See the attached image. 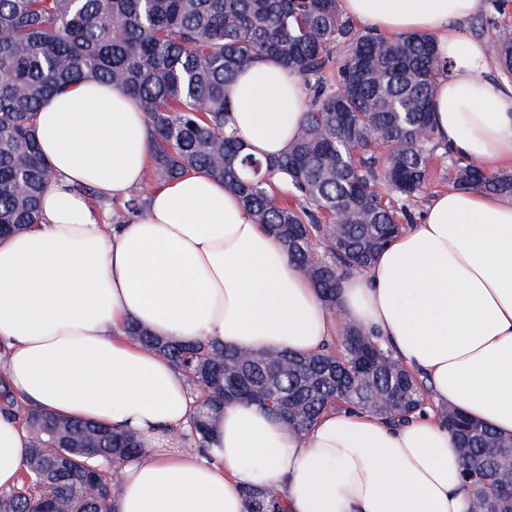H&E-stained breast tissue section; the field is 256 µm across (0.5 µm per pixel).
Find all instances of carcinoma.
<instances>
[{
  "label": "carcinoma",
  "mask_w": 512,
  "mask_h": 512,
  "mask_svg": "<svg viewBox=\"0 0 512 512\" xmlns=\"http://www.w3.org/2000/svg\"><path fill=\"white\" fill-rule=\"evenodd\" d=\"M512 74V29L492 44ZM266 57L298 75L309 95L306 123L281 157L242 154L228 126L225 87ZM0 236L39 220L51 172L37 137L41 103L78 79L118 87L136 100L154 132L153 179L123 203L142 208L153 181L203 171L236 192L256 223L280 238L330 306L342 276L367 267L416 213L399 200L430 178L433 155L447 151L431 124L436 79L445 72L426 34L388 37L343 17L338 0H0ZM450 185L512 197V171L457 163ZM129 339L180 370L206 396L191 431L205 450L224 405L248 400L277 413L295 432L332 407L372 410L377 393L395 398L396 417L425 404V382L351 328L336 349L312 356L244 355L210 341L175 344L132 325ZM0 413L30 434L20 483L0 493V512H113L111 464L146 458L131 436L92 422L24 410L6 390ZM437 415L462 449L473 512H512L495 474L512 438L460 411ZM248 512H282L274 491L248 487Z\"/></svg>",
  "instance_id": "cac0c4a2"
}]
</instances>
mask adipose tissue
<instances>
[{"label": "adipose tissue", "mask_w": 512, "mask_h": 512, "mask_svg": "<svg viewBox=\"0 0 512 512\" xmlns=\"http://www.w3.org/2000/svg\"><path fill=\"white\" fill-rule=\"evenodd\" d=\"M386 34L434 38L432 126L451 156L512 167V83L488 43L464 37L486 0H339ZM246 154H284L305 123L301 79L280 60L228 86ZM37 134L52 180L36 228L0 240V360L13 396L60 416L134 432L146 462L123 464L114 512H246V487L275 490L288 512H471L453 434L431 408L392 424L328 409L306 432L270 410L225 405L205 456L186 451L193 399L163 357L130 342L137 323L188 344L244 353L323 350L354 324L428 380L433 406L512 436V198L448 190L431 198L371 263L346 275L335 306L256 224L222 181L160 182L126 222L104 204L148 178L145 113L112 85L82 79L41 106ZM29 439L0 416V488L17 486Z\"/></svg>", "instance_id": "adipose-tissue-1"}]
</instances>
